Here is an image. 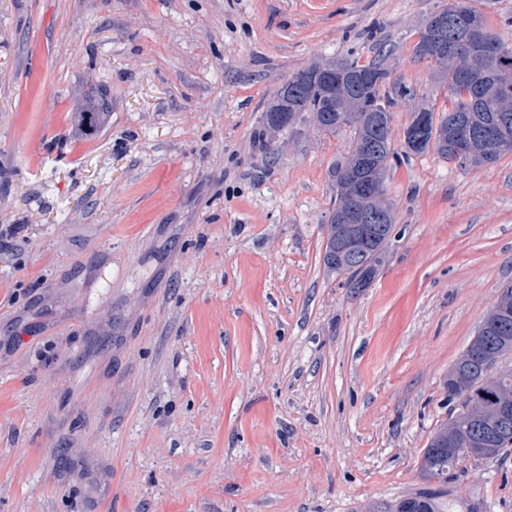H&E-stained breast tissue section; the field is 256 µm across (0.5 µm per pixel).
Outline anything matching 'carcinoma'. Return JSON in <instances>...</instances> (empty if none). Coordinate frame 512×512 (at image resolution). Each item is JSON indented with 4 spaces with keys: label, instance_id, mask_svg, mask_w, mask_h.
Masks as SVG:
<instances>
[{
    "label": "carcinoma",
    "instance_id": "1",
    "mask_svg": "<svg viewBox=\"0 0 512 512\" xmlns=\"http://www.w3.org/2000/svg\"><path fill=\"white\" fill-rule=\"evenodd\" d=\"M426 39L427 32H421L417 54L436 65V75L442 83H454L457 90L454 97L447 99L448 109L444 110V116L437 121L428 120L426 125L417 130V136L423 144L414 146L407 141L405 145L411 153L419 154L428 150V143L434 139L437 153L450 160L452 155L447 143L451 129L464 122L482 129L500 115L512 119V94L505 96L501 93L504 87L512 88V50L499 56L489 52L483 44L469 39L467 33L455 29L448 31L449 41H464L466 46L448 50L446 59H433L422 49V42ZM338 66L346 72L362 71L368 74V83L356 89L345 87L346 95L341 99L336 96L335 84L324 80L318 73L320 64L300 70L288 79L286 88L277 93L266 110L264 130L271 134L278 132L288 127L302 112L310 113L314 125L323 133L334 134L346 127L352 129L351 150L332 168L336 209L331 211L328 219L323 264L327 271L336 272L331 256L336 249L337 210L363 207L384 214L387 222L367 239L358 253L356 264L363 267V273L359 276L350 275L353 287L362 288L369 283L381 261L395 221V207L384 196H375L367 201L357 200L355 187L344 180V175L355 164L358 149L372 142L375 144V153L372 155L369 174L379 183H384L386 172L397 155L391 138L392 108L397 104V98L410 95V89L395 82L392 91H386L390 83V72L380 57L367 65L345 60L338 63ZM481 328L486 336L485 342L490 347L504 355L512 351V303L509 304V314L506 316H497L495 309H490ZM471 377L479 384L480 395L477 401L480 410L475 420L459 416L432 434L421 465L423 476L429 481H448V471L465 454L462 448L456 450L448 447V438L462 441L480 439L481 431L496 427L498 403L504 398L512 399V376L498 379L491 369L474 363ZM485 443L490 451L481 454L483 458L508 454L512 452V431L487 438ZM373 512H442V509L437 497L430 491H424L405 496L388 507H377Z\"/></svg>",
    "mask_w": 512,
    "mask_h": 512
}]
</instances>
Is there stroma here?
I'll list each match as a JSON object with an SVG mask.
<instances>
[{"instance_id": "stroma-1", "label": "stroma", "mask_w": 512, "mask_h": 512, "mask_svg": "<svg viewBox=\"0 0 512 512\" xmlns=\"http://www.w3.org/2000/svg\"><path fill=\"white\" fill-rule=\"evenodd\" d=\"M448 0H0V512H372L428 489L448 373L512 284V153L394 162L383 262L327 272L353 133L266 136L296 72L385 52L411 94ZM107 95L92 133L74 112ZM445 512H512V454Z\"/></svg>"}]
</instances>
